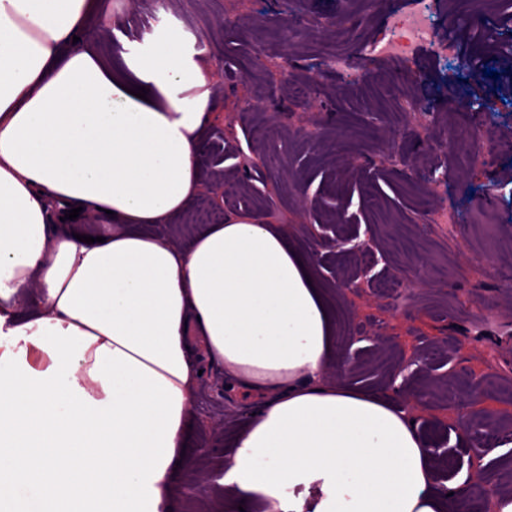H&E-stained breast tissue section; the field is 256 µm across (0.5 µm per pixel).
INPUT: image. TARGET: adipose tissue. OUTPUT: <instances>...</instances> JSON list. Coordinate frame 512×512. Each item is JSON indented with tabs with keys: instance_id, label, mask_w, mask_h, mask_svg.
Here are the masks:
<instances>
[{
	"instance_id": "ef3b65f1",
	"label": "adipose tissue",
	"mask_w": 512,
	"mask_h": 512,
	"mask_svg": "<svg viewBox=\"0 0 512 512\" xmlns=\"http://www.w3.org/2000/svg\"><path fill=\"white\" fill-rule=\"evenodd\" d=\"M98 0H0V499L15 512H172L204 365L258 393L224 495L263 512H462L405 404L331 381L335 320L287 231L171 224L213 107L171 29L121 72L79 37ZM146 88V98L135 89ZM112 212L79 241L55 209Z\"/></svg>"
}]
</instances>
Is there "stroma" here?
Here are the masks:
<instances>
[{"mask_svg":"<svg viewBox=\"0 0 512 512\" xmlns=\"http://www.w3.org/2000/svg\"><path fill=\"white\" fill-rule=\"evenodd\" d=\"M467 3L504 28L502 44L480 42L477 28L459 25L457 0H432L439 31L456 36L454 54L374 56L368 81L331 70L327 60L358 56L386 39V19L405 0H138L133 8L100 0L83 34L117 67L152 42L160 14L204 48L214 108L200 144L201 189L177 219L178 245L189 244L203 207L288 226L334 315L336 350L353 358L352 379L399 400L425 395L415 417L441 452L436 467L498 489L512 485V447L457 459L450 433L457 416L448 408L471 402L481 422L512 423V98L481 80L480 100L494 109L482 138L496 165H472L452 145L477 122L455 102L471 80L450 76L464 54L497 75L512 70L504 58L512 52V7ZM292 12L303 18L301 28H286ZM318 16L330 26L314 25ZM413 98L432 114L406 108ZM330 201L357 223L334 222ZM448 206L456 225L433 219ZM337 238L356 239L358 254L334 247ZM353 266L370 276L343 287ZM197 402L174 512H239L221 481L252 404L226 392L214 366L205 369Z\"/></svg>","mask_w":512,"mask_h":512,"instance_id":"stroma-1","label":"stroma"}]
</instances>
